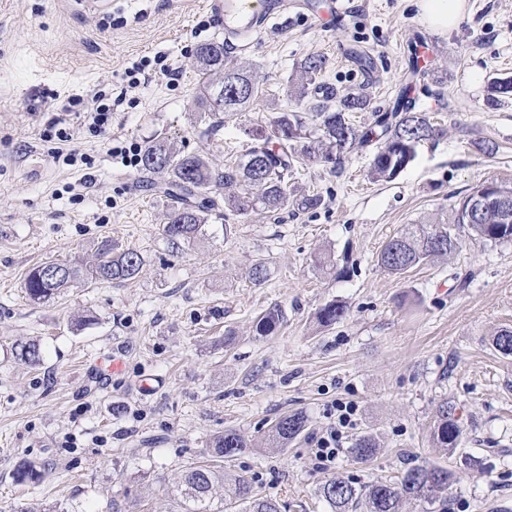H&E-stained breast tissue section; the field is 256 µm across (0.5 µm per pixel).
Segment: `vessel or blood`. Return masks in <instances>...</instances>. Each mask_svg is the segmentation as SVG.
Segmentation results:
<instances>
[{"label":"vessel or blood","mask_w":512,"mask_h":512,"mask_svg":"<svg viewBox=\"0 0 512 512\" xmlns=\"http://www.w3.org/2000/svg\"><path fill=\"white\" fill-rule=\"evenodd\" d=\"M226 51L249 49L288 12V0H209Z\"/></svg>","instance_id":"vessel-or-blood-1"}]
</instances>
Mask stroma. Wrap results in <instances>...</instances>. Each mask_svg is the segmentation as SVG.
Instances as JSON below:
<instances>
[{
    "label": "stroma",
    "mask_w": 512,
    "mask_h": 512,
    "mask_svg": "<svg viewBox=\"0 0 512 512\" xmlns=\"http://www.w3.org/2000/svg\"><path fill=\"white\" fill-rule=\"evenodd\" d=\"M354 3L342 24L292 16L237 58L259 65L275 99L312 54L326 60L321 85L367 88L377 107L411 83L441 135L389 183L368 177L371 145L344 150L336 169L298 163L288 180L321 195L320 207L255 213L229 234L214 214L176 248L162 233L172 197L109 150L166 138L221 167L250 147L267 102L225 117L215 133L197 107L194 54L219 38L207 0H106L99 9L0 0V512H181L182 471L208 460L210 441L229 429L248 447L225 461V476L251 478L281 512H329L317 494L327 479L394 481L415 464L455 471L448 512H512V356L491 344L512 330V241L463 230L458 248L433 263L401 275L377 263L413 225L451 222L477 184H512V99L490 90L512 77V0H467L446 33L421 22L414 0ZM414 50L427 70L410 81ZM159 55L179 82L150 76L129 88L132 63ZM102 92L124 99L95 136L84 105ZM53 126L69 130L78 162L54 159L60 143L43 136ZM104 239L142 255L138 278L28 299L31 268L92 266ZM324 253L334 269L318 266ZM259 260L271 276L257 285L249 272ZM333 300L344 318L315 328ZM275 305L280 331L256 338L255 317ZM18 340L40 344V364L15 359ZM114 355L122 369L102 371ZM444 401L463 427L452 453L432 443ZM339 402L357 412L335 467L323 470L315 438ZM291 412L305 415V430L267 448L269 427ZM365 434L379 449L360 463L349 450ZM26 459L43 464L39 484L13 480Z\"/></svg>",
    "instance_id": "35a3bbf8"
}]
</instances>
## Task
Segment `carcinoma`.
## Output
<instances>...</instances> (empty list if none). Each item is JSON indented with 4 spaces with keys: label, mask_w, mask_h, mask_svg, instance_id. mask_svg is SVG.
<instances>
[{
    "label": "carcinoma",
    "mask_w": 512,
    "mask_h": 512,
    "mask_svg": "<svg viewBox=\"0 0 512 512\" xmlns=\"http://www.w3.org/2000/svg\"><path fill=\"white\" fill-rule=\"evenodd\" d=\"M195 67L202 89L200 108L209 112L215 121L211 130L224 125V115L245 112L251 104L264 98L265 82L256 77V66L238 62L225 55L224 49L214 42L198 46ZM325 68L320 55L304 58L288 81V101L300 106L306 104L305 118L296 109H279L269 120V125L252 134L253 143L234 163L219 170L206 158L184 154L165 139H156L145 147L141 169L152 175L166 178L164 193L173 197L175 205L163 225L165 237L172 243L189 242L196 238L206 224L207 216L220 209L224 220L246 218L263 210L279 214L292 205L300 210L318 208L323 199L318 194H305L288 183V172L295 163L315 159L334 169L341 165V153L329 151L336 141L343 147H363L374 141L381 146L373 154L369 175L374 181L390 182L396 179L415 160L418 145L439 134L423 112L406 100L405 89H400L384 108L370 107L371 98L364 92H332L318 96L317 85ZM224 77V98L216 97L215 76ZM369 111L370 123L355 126L350 113ZM224 189V203L211 196V189ZM471 195L462 198L455 208L453 224H423L416 229L390 239L380 250L378 262L394 274L434 262L457 248L458 239L452 227H467L473 237L485 241L512 239V222L504 224L498 205L487 209L482 221L468 223L467 208ZM63 267L55 278L45 275L44 267ZM144 262L135 250L114 252L112 241L105 239L96 250V262L82 269L68 262L46 261L30 269L24 288L28 299L34 303L45 302L70 283L80 278L88 282L127 281L141 274ZM345 315V306L330 301L319 309L316 322L321 327L336 324ZM283 314L270 308L256 318L254 334L266 338L278 332ZM494 348L505 356H512V331L502 330L492 337ZM18 360L36 365L41 362L40 344L18 342L14 346ZM306 418L294 412L280 416L267 432V444L279 448L296 439L305 430ZM463 435V428L448 403L438 408L432 432L433 443L448 453H453ZM248 448L245 439L236 431L228 430L210 442L213 458L231 459ZM377 453L375 438L366 434L358 438L351 455L357 462H366ZM43 473L30 461L21 462L14 473L19 484L38 483ZM455 481L452 470L429 464L406 468L395 482H377L355 485L343 478L333 477L318 488V495L327 503L330 512H401L408 500H421L429 504L428 512H448V498L439 496ZM224 486V501L239 504L245 512H281L279 502L270 495L253 492L251 483L243 476L230 481L224 479V467L198 465L185 469L177 490L186 505L185 512H221L213 506L212 494L216 486Z\"/></svg>",
    "instance_id": "cac0c4a2"
}]
</instances>
